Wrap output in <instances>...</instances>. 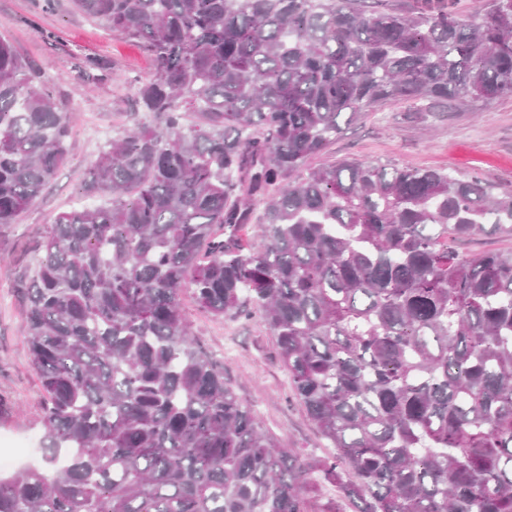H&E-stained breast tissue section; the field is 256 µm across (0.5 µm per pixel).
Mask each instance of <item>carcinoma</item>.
<instances>
[{
    "mask_svg": "<svg viewBox=\"0 0 512 512\" xmlns=\"http://www.w3.org/2000/svg\"><path fill=\"white\" fill-rule=\"evenodd\" d=\"M150 54L97 207L43 235L23 332L45 393L44 462L0 477V512H512V251L452 246L512 197L479 177L306 161L388 98L512 96V0H73ZM199 122L183 131L185 113ZM48 84L0 39V226L66 158ZM255 224L260 242L239 231ZM189 292L258 314L292 391L348 458L299 459L262 432L191 336Z\"/></svg>",
    "mask_w": 512,
    "mask_h": 512,
    "instance_id": "obj_1",
    "label": "carcinoma"
}]
</instances>
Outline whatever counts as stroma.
Wrapping results in <instances>:
<instances>
[{"mask_svg": "<svg viewBox=\"0 0 512 512\" xmlns=\"http://www.w3.org/2000/svg\"><path fill=\"white\" fill-rule=\"evenodd\" d=\"M0 37L12 43L72 116L69 153L52 184L16 223L0 226V453L39 467L44 401L23 334V286L36 273L44 230L54 215L91 204L84 182L107 144L132 125H156L153 114L135 105L138 87L154 71L140 44L76 10L71 0H58L50 12L40 11L36 0H0ZM81 57L100 63L94 83L77 77ZM351 159L478 176L498 195L512 196V96L469 99L433 113L418 111L410 101H385L359 121L342 122L323 156L307 165ZM181 308L199 344L223 361L225 380L263 431L297 456L338 457L293 395L276 338L261 318L212 317L189 293Z\"/></svg>", "mask_w": 512, "mask_h": 512, "instance_id": "35a3bbf8", "label": "stroma"}]
</instances>
